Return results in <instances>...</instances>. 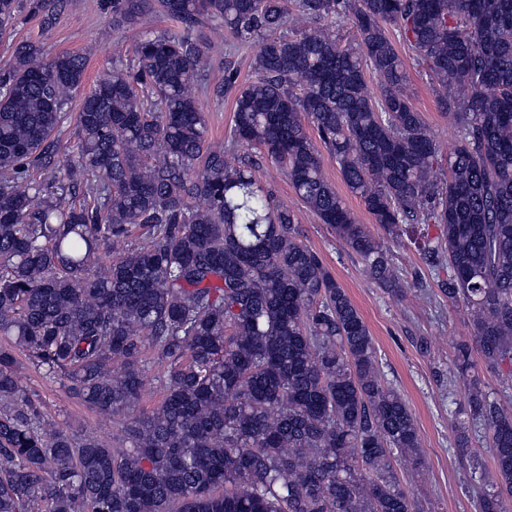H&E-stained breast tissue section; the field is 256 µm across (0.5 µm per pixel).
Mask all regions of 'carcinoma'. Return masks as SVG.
<instances>
[{
    "mask_svg": "<svg viewBox=\"0 0 512 512\" xmlns=\"http://www.w3.org/2000/svg\"><path fill=\"white\" fill-rule=\"evenodd\" d=\"M65 0H0V36L24 9L50 24ZM112 31L163 14L133 58L112 60L72 112L81 53L15 44L0 67V512H423L395 466H424L414 415L378 367L369 328L294 211L235 159L255 146L385 293L411 285L323 176L313 126L350 193L391 237L437 224L428 266L470 336L448 386L465 403L455 446L488 441L468 472L480 512H512V408L490 398L473 353L512 393V0H107ZM346 19L356 42L342 43ZM206 20L257 50L235 96L230 149L212 146ZM395 26L438 85L459 138L448 177L411 105ZM380 95L365 89V71ZM75 121L70 149L57 136ZM129 447L50 421L15 349ZM164 397L137 409L146 349ZM123 364L118 375L112 362Z\"/></svg>",
    "mask_w": 512,
    "mask_h": 512,
    "instance_id": "cac0c4a2",
    "label": "carcinoma"
}]
</instances>
